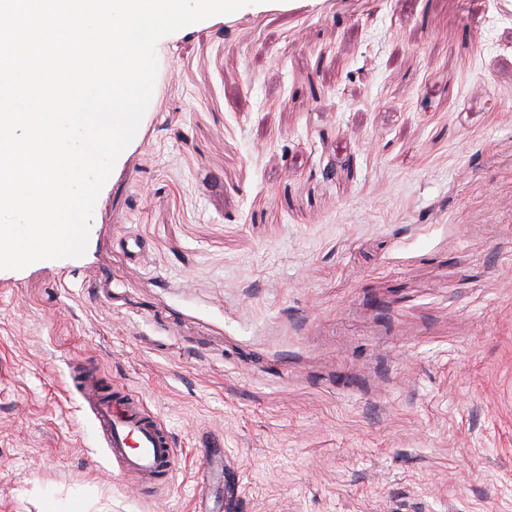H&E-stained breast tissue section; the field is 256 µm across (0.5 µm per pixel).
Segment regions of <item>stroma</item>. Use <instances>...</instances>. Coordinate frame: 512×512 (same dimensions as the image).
Returning <instances> with one entry per match:
<instances>
[{"instance_id": "stroma-1", "label": "stroma", "mask_w": 512, "mask_h": 512, "mask_svg": "<svg viewBox=\"0 0 512 512\" xmlns=\"http://www.w3.org/2000/svg\"><path fill=\"white\" fill-rule=\"evenodd\" d=\"M156 53L85 255L0 269V512H512V0H259ZM102 379L95 365H86L71 377L73 387L90 409L104 447L123 463L125 474L134 473L154 483H172L175 448L161 419L130 389L116 386L111 391L101 390ZM108 392L112 397H106Z\"/></svg>"}]
</instances>
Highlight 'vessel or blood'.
<instances>
[{
  "mask_svg": "<svg viewBox=\"0 0 512 512\" xmlns=\"http://www.w3.org/2000/svg\"><path fill=\"white\" fill-rule=\"evenodd\" d=\"M97 366L73 375L72 385L91 412L97 436L125 472L169 484L175 475L173 440L161 419L134 391H103Z\"/></svg>",
  "mask_w": 512,
  "mask_h": 512,
  "instance_id": "obj_1",
  "label": "vessel or blood"
}]
</instances>
